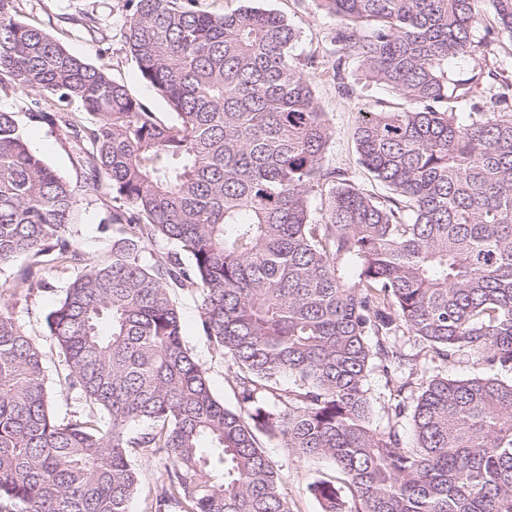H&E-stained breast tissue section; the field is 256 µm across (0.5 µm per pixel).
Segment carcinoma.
<instances>
[{"instance_id": "obj_1", "label": "carcinoma", "mask_w": 512, "mask_h": 512, "mask_svg": "<svg viewBox=\"0 0 512 512\" xmlns=\"http://www.w3.org/2000/svg\"><path fill=\"white\" fill-rule=\"evenodd\" d=\"M17 2L0 0V89L95 116L76 140L92 145L86 191L117 232L46 318L59 385L104 420L53 411L44 354L0 303V512H128L135 448L165 460L150 512H290L274 440L336 464L337 480L308 485L322 512H512V82L445 67L471 55L483 0H314L337 18L336 49L298 64V30L271 10L129 0L126 44L170 125L17 19ZM488 2L512 38V0ZM349 59L405 101L359 113L366 183L327 164L333 129L309 78L330 73L349 96ZM33 118L74 128L54 103ZM74 203L0 111V266L81 261ZM161 240L178 251L151 253ZM36 274L13 292L42 286ZM179 290L199 297L200 329L234 367V409L185 345ZM422 352L491 373L434 375L409 401ZM374 370L394 395L383 430Z\"/></svg>"}]
</instances>
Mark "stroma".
I'll return each mask as SVG.
<instances>
[{"label":"stroma","mask_w":512,"mask_h":512,"mask_svg":"<svg viewBox=\"0 0 512 512\" xmlns=\"http://www.w3.org/2000/svg\"><path fill=\"white\" fill-rule=\"evenodd\" d=\"M261 4L284 15L298 29L300 39L293 49L295 57L302 58L315 51L331 55L334 49L331 33L336 20L317 9L313 0H261ZM129 13L127 0L19 2L21 20L43 28L70 53L104 68L114 80L124 84L134 98L156 112L163 123H170L169 105L143 81L126 48L125 21ZM483 13V21L473 30L472 40L479 46L491 43L498 64L512 75V39L500 34L491 7H484ZM347 73L354 88L351 96L339 95L334 81L327 73L313 74L311 85L334 130L327 153L328 163L356 171L360 165L352 134L359 113L377 108L381 103L396 105L399 99L389 88L370 85L361 80L356 61H349ZM46 106L45 94L22 89L0 90V110L15 113L24 137L73 188L75 205L69 225V238L81 253L84 264H96L108 258L112 252V227L104 223V214L95 196L83 189V155L73 135L32 120V113L44 110ZM28 263V258L20 257L0 268V300L8 301L16 323L43 349L54 410L61 415L73 411L87 412V405L77 394L64 393L58 385V351L48 335L46 324L48 313L75 278L80 265L68 262L57 264L45 273V287L27 294H13V280ZM176 303L183 323L184 341L196 360L206 369L214 395L225 406L236 407L233 373L223 356L200 331L199 298L181 292L176 296ZM267 451L280 469L281 489L292 512H321L308 491V485L315 479L334 476V463L322 458L292 454L287 448L275 443L269 445Z\"/></svg>","instance_id":"35a3bbf8"}]
</instances>
